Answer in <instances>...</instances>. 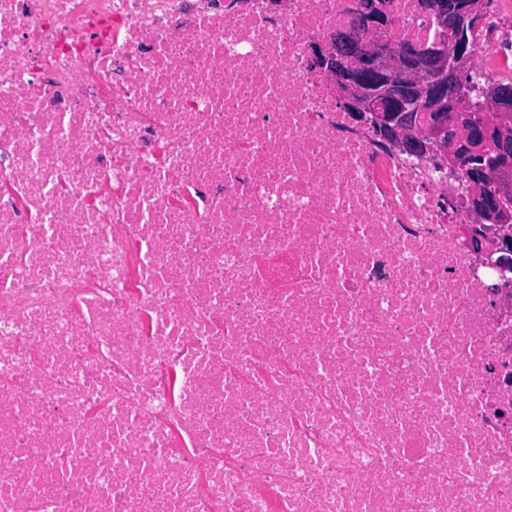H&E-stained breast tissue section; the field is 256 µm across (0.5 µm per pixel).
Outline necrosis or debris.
<instances>
[{
  "mask_svg": "<svg viewBox=\"0 0 512 512\" xmlns=\"http://www.w3.org/2000/svg\"><path fill=\"white\" fill-rule=\"evenodd\" d=\"M281 2L0 0V512H512V225Z\"/></svg>",
  "mask_w": 512,
  "mask_h": 512,
  "instance_id": "obj_1",
  "label": "necrosis or debris"
}]
</instances>
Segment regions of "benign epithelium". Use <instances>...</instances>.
Here are the masks:
<instances>
[{
    "label": "benign epithelium",
    "instance_id": "7a95c632",
    "mask_svg": "<svg viewBox=\"0 0 512 512\" xmlns=\"http://www.w3.org/2000/svg\"><path fill=\"white\" fill-rule=\"evenodd\" d=\"M422 7L436 21V36L429 45H396L385 39L393 18L381 0H367L359 24L339 31L354 64L331 46L318 45L313 63L336 82L339 101L378 128L397 148L416 156L439 153L448 165L466 171L470 159L485 154L497 140L503 155L512 154V87L494 86L477 91L472 100L462 94L461 81L471 68L472 55L463 30L482 11V0L451 11L443 0H425ZM458 32L448 40V31ZM475 112H494L497 118L471 126ZM483 177L469 181L471 212L483 224L512 223V163L486 158ZM498 187L495 197L485 183Z\"/></svg>",
    "mask_w": 512,
    "mask_h": 512
}]
</instances>
